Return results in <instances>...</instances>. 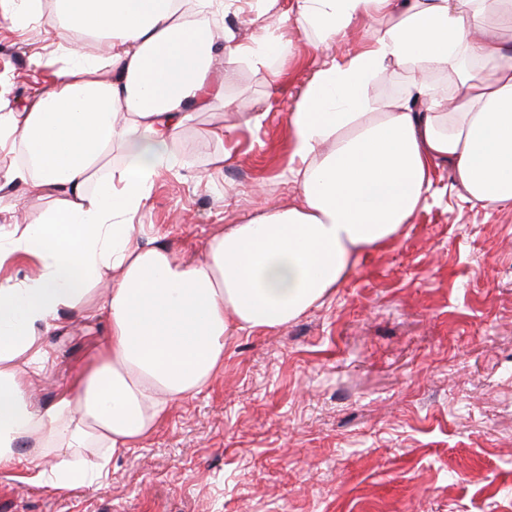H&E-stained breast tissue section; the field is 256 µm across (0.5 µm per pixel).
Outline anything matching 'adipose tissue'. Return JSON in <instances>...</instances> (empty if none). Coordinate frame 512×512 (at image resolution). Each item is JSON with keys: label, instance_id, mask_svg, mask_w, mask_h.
<instances>
[{"label": "adipose tissue", "instance_id": "ef3b65f1", "mask_svg": "<svg viewBox=\"0 0 512 512\" xmlns=\"http://www.w3.org/2000/svg\"><path fill=\"white\" fill-rule=\"evenodd\" d=\"M224 0H0V17L59 39L50 81L0 113V190L52 209L0 234V470L57 457L48 485L93 487L112 457L150 437L176 400L224 367L233 330L287 325L335 290L364 250L393 241L427 204L437 161L468 200L512 206V0H295L315 46L373 27L355 55L319 68L289 117V173L304 203L211 235L200 259L141 240L157 176L186 161L177 136L213 98L212 28ZM103 45L84 51L83 38ZM223 73H274L287 42L224 33ZM399 68L398 95H372ZM448 75L451 92L435 77ZM121 165H113V155ZM105 316L107 336L72 395L43 406L18 363L64 312Z\"/></svg>", "mask_w": 512, "mask_h": 512}]
</instances>
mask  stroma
Wrapping results in <instances>:
<instances>
[{"label": "stroma", "mask_w": 512, "mask_h": 512, "mask_svg": "<svg viewBox=\"0 0 512 512\" xmlns=\"http://www.w3.org/2000/svg\"><path fill=\"white\" fill-rule=\"evenodd\" d=\"M268 26L291 46L277 79L241 66L181 132L187 168L147 200L146 234L188 254L221 226L301 205L288 115L318 68L371 36L317 49L292 19ZM46 54L40 28L0 20V100L38 91ZM255 113L260 126L243 129ZM218 126L236 144L216 169ZM51 205L14 187L0 227ZM104 331L77 316L41 337L46 360L24 367L38 402L82 378ZM0 512H512V206L469 201L439 162L427 206L391 244L295 322L228 336L221 373L96 486L59 492L0 471Z\"/></svg>", "instance_id": "stroma-1"}]
</instances>
